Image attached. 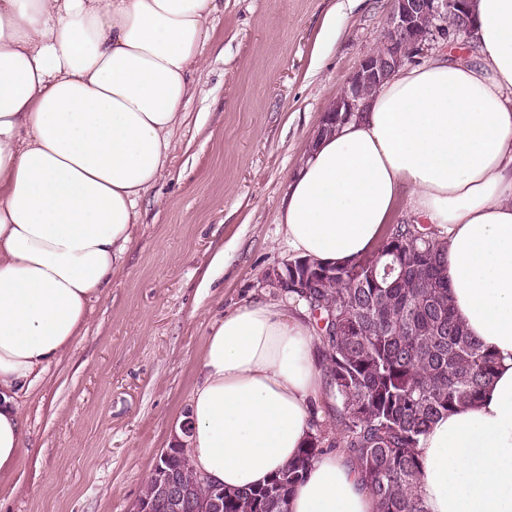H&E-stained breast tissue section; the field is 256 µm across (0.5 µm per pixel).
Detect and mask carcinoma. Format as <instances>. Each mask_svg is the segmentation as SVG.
Returning <instances> with one entry per match:
<instances>
[{
    "instance_id": "obj_1",
    "label": "carcinoma",
    "mask_w": 512,
    "mask_h": 512,
    "mask_svg": "<svg viewBox=\"0 0 512 512\" xmlns=\"http://www.w3.org/2000/svg\"><path fill=\"white\" fill-rule=\"evenodd\" d=\"M405 274L379 288L387 254ZM444 244L416 224H391L378 248L340 265L296 259L288 294L303 301L316 328L322 367L335 404L336 446L345 449L376 501L377 512H427L415 489L423 475L420 436L439 417L480 401L493 382L496 354L453 313L441 276ZM314 422L296 458L267 483L227 490L224 512H288L292 489L325 450ZM190 491L192 512H214L186 452L168 458Z\"/></svg>"
}]
</instances>
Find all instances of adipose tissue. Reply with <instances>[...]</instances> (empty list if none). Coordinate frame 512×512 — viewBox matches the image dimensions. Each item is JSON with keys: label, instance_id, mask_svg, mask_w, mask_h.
<instances>
[{"label": "adipose tissue", "instance_id": "adipose-tissue-1", "mask_svg": "<svg viewBox=\"0 0 512 512\" xmlns=\"http://www.w3.org/2000/svg\"><path fill=\"white\" fill-rule=\"evenodd\" d=\"M216 0H0V478L18 398L79 336L177 149L187 76ZM476 56L403 65L306 154L281 215L299 257L366 255L404 209L447 246L451 304L498 356L477 406L417 452L428 512H512V0H471ZM306 305L241 306L206 338L185 417L195 471L264 483L321 419L327 380ZM289 512H376L344 452L319 457Z\"/></svg>", "mask_w": 512, "mask_h": 512}]
</instances>
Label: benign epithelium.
<instances>
[{
    "label": "benign epithelium",
    "mask_w": 512,
    "mask_h": 512,
    "mask_svg": "<svg viewBox=\"0 0 512 512\" xmlns=\"http://www.w3.org/2000/svg\"><path fill=\"white\" fill-rule=\"evenodd\" d=\"M466 3L467 0H391L386 28L394 33L395 40L360 59L333 111L349 114L361 111L364 89L385 82L395 65L411 61L443 41L448 24L463 15ZM425 18L432 21V26H422L421 20ZM169 453L168 449L161 453L151 472L160 489L158 498L150 503H135L133 512L189 510L188 493L179 475L165 466L164 459Z\"/></svg>",
    "instance_id": "obj_1"
}]
</instances>
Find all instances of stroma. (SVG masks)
Masks as SVG:
<instances>
[{
    "label": "stroma",
    "instance_id": "35a3bbf8",
    "mask_svg": "<svg viewBox=\"0 0 512 512\" xmlns=\"http://www.w3.org/2000/svg\"><path fill=\"white\" fill-rule=\"evenodd\" d=\"M390 7L217 0L177 150L138 204L133 241L80 336L19 399L24 451L0 480V512H131L187 413L211 326L277 297L262 278L292 258L288 185Z\"/></svg>",
    "mask_w": 512,
    "mask_h": 512
}]
</instances>
